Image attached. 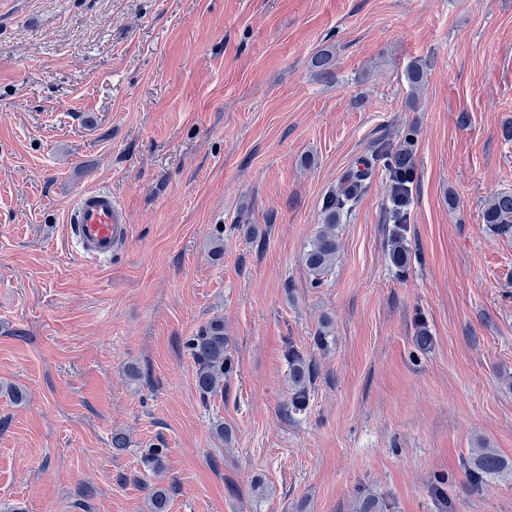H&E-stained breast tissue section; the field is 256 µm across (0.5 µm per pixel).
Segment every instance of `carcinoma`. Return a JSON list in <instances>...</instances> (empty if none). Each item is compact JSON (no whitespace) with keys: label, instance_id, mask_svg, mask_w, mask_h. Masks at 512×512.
<instances>
[{"label":"carcinoma","instance_id":"cac0c4a2","mask_svg":"<svg viewBox=\"0 0 512 512\" xmlns=\"http://www.w3.org/2000/svg\"><path fill=\"white\" fill-rule=\"evenodd\" d=\"M405 77L411 91L421 89L425 77V64L416 62L406 69ZM414 133H406L403 143L397 147L379 146L374 155L363 166L350 169L343 176L340 185L325 195L322 203V223L312 241L302 254V263L312 276L311 287L319 288L324 275L328 274L336 262L339 240L337 225L343 213L349 211L359 198L366 183L371 180L382 164L389 190V220L393 223L388 240L392 264L400 272H405L410 264L407 247L409 206L402 204L401 197L409 196V186L403 185L413 164ZM482 217L495 232L512 233V192H500L486 200ZM228 338L224 336V323L212 320L199 328L198 332L186 341L196 370V386L203 401L224 392V380L233 372V363L227 356ZM313 369L300 351L288 348V383L292 390L291 411L301 413L308 407V385L313 380ZM466 470L471 480L483 487L492 480L512 473V464L493 448L482 446L471 449L466 461ZM170 494L163 487H155L147 499V512H169ZM355 512H387L386 503L377 497L366 494L359 497Z\"/></svg>","mask_w":512,"mask_h":512}]
</instances>
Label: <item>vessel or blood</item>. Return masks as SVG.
I'll use <instances>...</instances> for the list:
<instances>
[{
  "label": "vessel or blood",
  "instance_id": "vessel-or-blood-1",
  "mask_svg": "<svg viewBox=\"0 0 512 512\" xmlns=\"http://www.w3.org/2000/svg\"><path fill=\"white\" fill-rule=\"evenodd\" d=\"M66 223L69 236L84 257L94 261L111 257L128 236L126 213L105 188H89L79 193Z\"/></svg>",
  "mask_w": 512,
  "mask_h": 512
}]
</instances>
